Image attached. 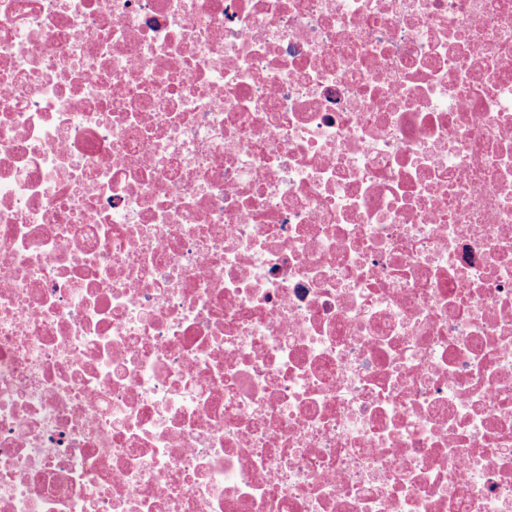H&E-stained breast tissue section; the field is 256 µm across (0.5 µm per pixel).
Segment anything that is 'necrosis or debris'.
I'll list each match as a JSON object with an SVG mask.
<instances>
[{
    "label": "necrosis or debris",
    "mask_w": 512,
    "mask_h": 512,
    "mask_svg": "<svg viewBox=\"0 0 512 512\" xmlns=\"http://www.w3.org/2000/svg\"><path fill=\"white\" fill-rule=\"evenodd\" d=\"M0 512H512V0H0Z\"/></svg>",
    "instance_id": "1"
}]
</instances>
